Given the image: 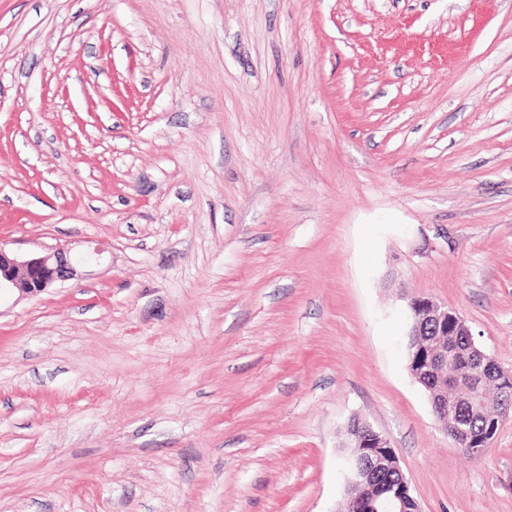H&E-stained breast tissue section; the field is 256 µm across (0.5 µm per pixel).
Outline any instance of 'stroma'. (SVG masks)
<instances>
[{
	"label": "stroma",
	"mask_w": 512,
	"mask_h": 512,
	"mask_svg": "<svg viewBox=\"0 0 512 512\" xmlns=\"http://www.w3.org/2000/svg\"><path fill=\"white\" fill-rule=\"evenodd\" d=\"M0 512H512L406 358L429 294L512 371V0H0ZM102 251L89 248L73 256L66 247H49L38 254L20 255L0 242V300L3 295L37 296L77 275L76 265L98 262ZM347 435L351 438L348 447L355 448L348 463L347 509L353 512H379V510H383L381 508L378 510L375 506L379 491L378 476L385 470H389L394 463L403 477L402 482L406 496L401 494L398 472L391 469L383 481L384 486L379 503L400 496V510L414 512L416 505L413 500L415 502L416 500L412 496L409 482L399 465L398 458L394 456L395 461H391V452L384 449L391 448L388 440L359 417H353L350 421L347 427ZM403 511L392 510V512Z\"/></svg>",
	"instance_id": "1"
}]
</instances>
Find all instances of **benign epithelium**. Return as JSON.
Instances as JSON below:
<instances>
[{"mask_svg": "<svg viewBox=\"0 0 512 512\" xmlns=\"http://www.w3.org/2000/svg\"><path fill=\"white\" fill-rule=\"evenodd\" d=\"M102 251L89 248L73 256L66 247H49L38 254L20 255L0 242V297L12 293L37 296L45 290L77 275L76 265L97 262ZM410 326L408 335L415 337L412 376L424 388L436 420L448 425L454 399L470 400L476 410L483 409L488 379H497L500 411L496 424L512 418V372L499 366L474 342L466 319L431 296H420L408 303ZM464 336L467 343L460 351L451 344L432 341L418 344V338L429 335ZM347 435L353 447L349 459L346 506L350 512H379L378 476L399 461H391L388 440L362 419L353 418ZM448 436L457 448H467L473 434L463 425H454Z\"/></svg>", "mask_w": 512, "mask_h": 512, "instance_id": "7a95c632", "label": "benign epithelium"}]
</instances>
